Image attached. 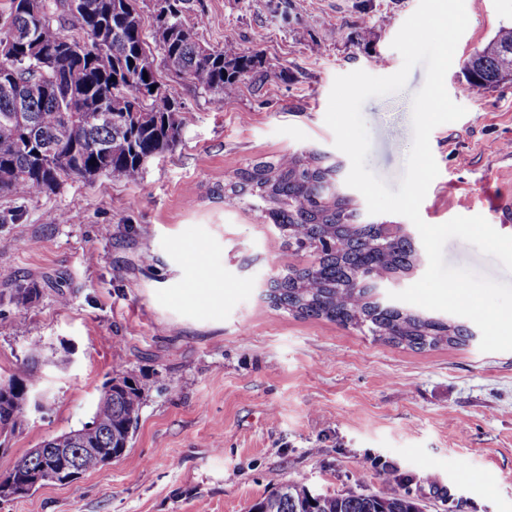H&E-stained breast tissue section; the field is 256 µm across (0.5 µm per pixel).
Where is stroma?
Wrapping results in <instances>:
<instances>
[{"mask_svg":"<svg viewBox=\"0 0 512 512\" xmlns=\"http://www.w3.org/2000/svg\"><path fill=\"white\" fill-rule=\"evenodd\" d=\"M418 4L190 0L201 42L261 52L282 79H248L220 99L160 71L181 104L184 135L138 181L104 176L67 181L50 196H0V212L23 213L0 223V289L39 290L25 310L0 300V376L40 340L39 391L49 399L0 449V474L88 421L106 380L127 375L147 387L125 457L0 500V512H248L290 480L319 493H371L386 471L423 512H512V352L485 353L476 341L417 350L275 307L270 281L315 255L292 253L268 220L224 197L239 169L313 151L336 165L339 192L371 221L345 183L350 160L325 123L328 97L338 75L400 69L391 42ZM465 9L445 86L467 113L431 133L439 175L420 215L432 225L480 215L512 235L495 214L496 199L512 194V86L478 90L462 71L474 49L512 25V0H465ZM425 79L415 66L402 91L362 107L367 166L394 191ZM51 211L70 223H48ZM444 259L512 282L463 240H448Z\"/></svg>","mask_w":512,"mask_h":512,"instance_id":"stroma-1","label":"stroma"}]
</instances>
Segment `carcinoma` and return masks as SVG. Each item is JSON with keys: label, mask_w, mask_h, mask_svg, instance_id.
I'll return each mask as SVG.
<instances>
[{"label": "carcinoma", "mask_w": 512, "mask_h": 512, "mask_svg": "<svg viewBox=\"0 0 512 512\" xmlns=\"http://www.w3.org/2000/svg\"><path fill=\"white\" fill-rule=\"evenodd\" d=\"M139 0H8L0 11V195L23 199L54 194L68 180L101 176L136 181L148 160L182 139L180 106L168 96L146 102L158 70L166 68L217 96L234 94L262 68L252 51L212 48L184 16L187 0H157L147 31ZM472 87L512 83V26L468 59ZM112 112V120L100 110ZM228 192L279 226L285 244L311 249L317 259L291 267L273 282L271 302L302 317L366 327L375 337L423 349L462 344V325L385 304L361 272L378 265L404 273L415 259L412 237L379 224L356 223V210L339 194L332 169L305 153L285 155L238 171ZM18 309L31 305L34 288L8 289ZM39 341L0 388V448L22 431L26 415L13 387L39 383ZM144 388L129 376L112 378L94 406L87 439L125 455L137 427ZM249 512H422L420 504L392 489L311 495L289 481L254 503Z\"/></svg>", "instance_id": "cac0c4a2"}]
</instances>
